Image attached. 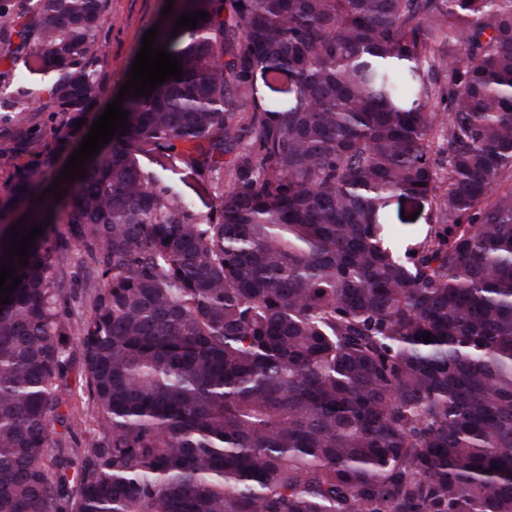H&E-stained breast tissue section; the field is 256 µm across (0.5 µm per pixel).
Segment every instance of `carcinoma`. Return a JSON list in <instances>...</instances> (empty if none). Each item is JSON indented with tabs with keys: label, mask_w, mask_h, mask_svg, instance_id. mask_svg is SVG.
<instances>
[{
	"label": "carcinoma",
	"mask_w": 512,
	"mask_h": 512,
	"mask_svg": "<svg viewBox=\"0 0 512 512\" xmlns=\"http://www.w3.org/2000/svg\"><path fill=\"white\" fill-rule=\"evenodd\" d=\"M108 15L0 0V59L74 123ZM156 45L182 80L127 100L64 230L26 222L49 224L0 305V512H512V0H181ZM397 193L432 200L415 243L382 222ZM74 247L101 272L75 462L48 453Z\"/></svg>",
	"instance_id": "1"
}]
</instances>
